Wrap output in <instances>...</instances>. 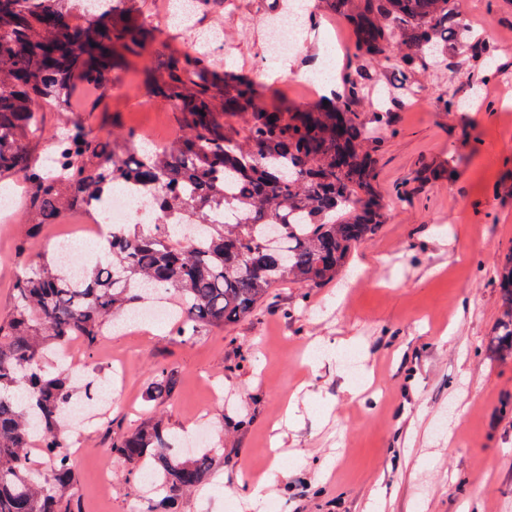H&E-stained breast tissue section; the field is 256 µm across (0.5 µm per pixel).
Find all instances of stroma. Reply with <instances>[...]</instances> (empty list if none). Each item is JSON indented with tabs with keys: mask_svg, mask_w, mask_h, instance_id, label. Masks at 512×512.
Here are the masks:
<instances>
[{
	"mask_svg": "<svg viewBox=\"0 0 512 512\" xmlns=\"http://www.w3.org/2000/svg\"><path fill=\"white\" fill-rule=\"evenodd\" d=\"M307 3L316 25L273 60L266 23L285 0H211L189 30L166 24L171 0H147L149 50L113 71L95 111L87 109L89 87L75 79L72 111L41 113L33 155L75 120L105 138L132 129L138 145H164L179 114L153 95L147 74L216 28L224 31L209 48L217 75L250 78L258 106L319 105L325 86L300 84L301 73L329 63L330 79H339L354 65V45L342 17L322 0ZM455 7L495 49L498 73L479 82L429 69L416 74L414 94L386 70L367 82L361 114L391 112L375 182L388 220L358 245L346 272L316 288L282 284L256 315L191 342L166 321L104 330L85 382L105 386L112 366L123 367L125 381L112 390L110 426L68 429L82 450L72 461L82 512H132L141 500L156 512H235L247 470L258 473L277 512H512V362L486 352L499 313L495 269L512 253V0ZM449 84L462 98L451 112L440 101ZM450 157L452 180H424ZM6 218L0 318L12 307L20 237L34 254H53L62 240L79 245L74 261L90 267L112 230L85 212L35 226L20 184ZM160 365L177 370L180 383L156 403L148 385ZM291 398L298 411L285 426ZM155 413L187 441L205 436L215 461L210 480L172 505L163 492L129 482L109 456L114 437ZM276 449L287 472L274 466ZM103 467L112 471L105 495L95 480Z\"/></svg>",
	"mask_w": 512,
	"mask_h": 512,
	"instance_id": "stroma-1",
	"label": "stroma"
}]
</instances>
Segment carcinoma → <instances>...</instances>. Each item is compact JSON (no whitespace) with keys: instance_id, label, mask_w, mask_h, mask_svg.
<instances>
[{"instance_id":"cac0c4a2","label":"carcinoma","mask_w":512,"mask_h":512,"mask_svg":"<svg viewBox=\"0 0 512 512\" xmlns=\"http://www.w3.org/2000/svg\"><path fill=\"white\" fill-rule=\"evenodd\" d=\"M145 0H0V184L23 180L35 224L88 210L87 200L131 184L153 191L146 206L168 219L124 224L95 266L74 276L59 257L28 254L0 319V512H81L77 476L64 435L77 393L74 374L52 356L79 338L92 348L103 329L143 310L157 294L174 296V335L252 317L281 282L318 287L345 270L357 244L386 221L374 183L386 112L364 121L359 78L380 68L405 84L427 65L454 66L481 79L493 50L453 8V0H326L355 33V67L343 91L313 112L257 109L249 81L208 78L210 55L193 50L159 61L153 92L179 112L181 128L165 147L130 150L105 142L83 123L70 125L42 160L29 144L37 113L71 111L76 74L102 98L114 55L139 56L154 38ZM97 18L84 29L75 11ZM248 114L241 125L232 118ZM501 312L492 348L512 360V256L495 270ZM179 384L155 371L151 400ZM179 435L153 416L112 442L113 458L138 478L146 468L174 501L209 480L213 457L175 451ZM45 459L34 464L33 451Z\"/></svg>"}]
</instances>
